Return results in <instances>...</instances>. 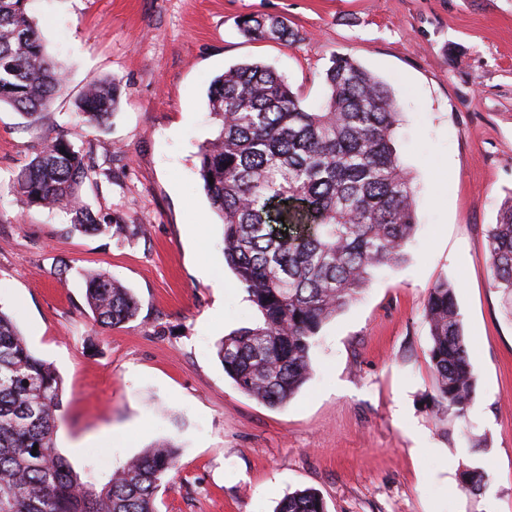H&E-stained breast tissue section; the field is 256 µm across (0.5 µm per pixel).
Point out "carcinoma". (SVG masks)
I'll return each mask as SVG.
<instances>
[{"mask_svg":"<svg viewBox=\"0 0 512 512\" xmlns=\"http://www.w3.org/2000/svg\"><path fill=\"white\" fill-rule=\"evenodd\" d=\"M28 4L0 0V105L36 120L63 87L65 68L47 53ZM239 27L253 39L299 36L274 15H250ZM324 82L326 97L311 111L261 63L229 68L208 92L216 135L201 148L199 175L223 226L224 259L262 316L260 325L223 337L217 356L240 391L271 407L286 404L308 380L322 324L353 303L376 270L406 260L418 226L414 178L396 147L400 112L390 88L336 55ZM119 98L115 82L91 84L78 114L100 127ZM94 175L86 152L51 138L12 178L10 191L23 208L64 211L75 231L136 236L139 226L95 214L85 202L82 188ZM275 199L301 203L279 213L282 234L271 224ZM488 250L495 287L512 304V196L489 231ZM81 276L99 325L135 316L127 289L101 272ZM424 315L436 377L433 406L464 420L475 378L455 285L442 281L430 289ZM61 408V377L0 310V512H155L156 494L177 467V448H149L98 487L56 448ZM484 485L479 470L463 472L464 489ZM276 512L326 508L309 488L284 497Z\"/></svg>","mask_w":512,"mask_h":512,"instance_id":"obj_1","label":"carcinoma"}]
</instances>
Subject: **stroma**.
Here are the masks:
<instances>
[{
	"label": "stroma",
	"instance_id": "obj_1",
	"mask_svg": "<svg viewBox=\"0 0 512 512\" xmlns=\"http://www.w3.org/2000/svg\"><path fill=\"white\" fill-rule=\"evenodd\" d=\"M48 53L69 68L47 118L0 109V310L62 379L55 444L104 485L162 441L178 465L157 512H274L312 488L327 512H512V310L494 288L487 238L512 196V0H30ZM245 14L281 15L295 42L251 41ZM385 81L400 110V159L417 188L406 263L376 275L326 321L311 377L282 407L225 375L216 343L262 321L224 261L222 225L198 175L215 132L207 92L259 62L316 109L332 55ZM116 80L103 129L74 102ZM92 152L86 182L119 236L71 230L64 212L22 211L7 184L47 138ZM106 273L139 301L99 326L80 272ZM457 286L476 390L468 420L431 411L435 375L424 303ZM478 467L485 486L461 487Z\"/></svg>",
	"mask_w": 512,
	"mask_h": 512
}]
</instances>
